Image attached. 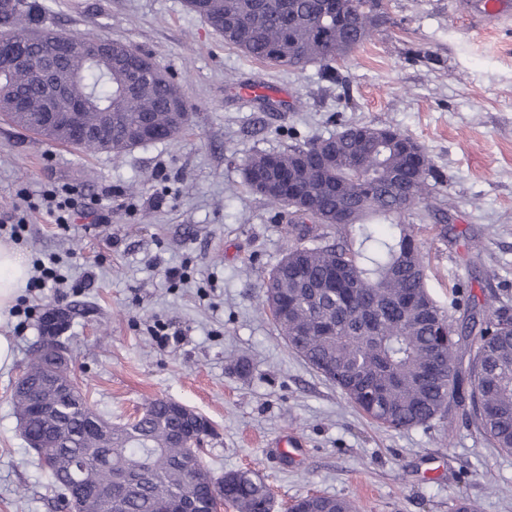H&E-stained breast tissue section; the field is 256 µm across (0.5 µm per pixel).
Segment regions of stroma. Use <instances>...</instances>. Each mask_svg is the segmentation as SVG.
I'll use <instances>...</instances> for the list:
<instances>
[{
    "label": "stroma",
    "mask_w": 512,
    "mask_h": 512,
    "mask_svg": "<svg viewBox=\"0 0 512 512\" xmlns=\"http://www.w3.org/2000/svg\"><path fill=\"white\" fill-rule=\"evenodd\" d=\"M44 26L133 45L175 77L190 121L177 138L120 157L85 156L0 120V219L48 187L112 192L105 226H60L28 211L22 248L56 258L72 283L22 291L39 312L68 307L67 332L88 402L115 425L170 398L216 433L202 460L214 478L250 470L273 512L307 494L356 512H512V454L492 448L455 409L404 431L355 411L340 390L292 353L262 311V285L294 239L288 214L244 184V160L344 126H392L442 174L425 220L427 286L451 319L456 284L512 303V17L478 20L466 0H383L389 21L344 61L337 78L255 61L226 45L184 0H41ZM284 90L268 102L238 87ZM448 234L436 236L440 214ZM176 268L180 279L166 277ZM90 285L81 286L86 273ZM164 323L181 333L160 344ZM9 327L16 356L0 369V512H57L58 494L28 451L13 386L40 342L35 321ZM249 364L239 375L237 360Z\"/></svg>",
    "instance_id": "1"
}]
</instances>
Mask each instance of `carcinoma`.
<instances>
[{
	"label": "carcinoma",
	"instance_id": "carcinoma-1",
	"mask_svg": "<svg viewBox=\"0 0 512 512\" xmlns=\"http://www.w3.org/2000/svg\"><path fill=\"white\" fill-rule=\"evenodd\" d=\"M224 42L248 57L288 69L327 67L346 59L386 22L382 0H186ZM43 6L22 0L19 13H0V38L28 46L46 33ZM126 59H147L154 74L131 81L125 64L108 68L88 59L89 48L61 62L59 70L79 76L76 93L87 98L83 122L89 129L112 123L106 143L84 144L48 134L38 123L46 98L25 75L0 65V84L28 105L27 116L0 104V114L45 140L94 153L119 156L138 146L179 136L189 106L178 85L152 57L128 44ZM133 82L130 94L122 87ZM338 152L328 162L314 158L317 140L280 151L258 152L243 163L250 191L264 178L282 174L299 184L306 212L292 209L288 187L265 196L288 209L297 244L263 284L265 308L288 348L338 388L350 405L394 431L425 426L452 406L468 405L466 416L492 447L512 453V305L489 299L480 311L468 286L460 284L452 307L456 325L426 286L423 243L404 223L437 179L426 151L403 150L410 137L393 127L352 125L330 136ZM346 218L356 237L312 239L302 219ZM469 346L468 361L459 350ZM21 379L43 411L28 418L22 435L40 443L41 467L75 512H156L162 498L190 501L191 512H207L212 488L222 485L224 505L235 512H272L271 493L255 473L230 471L214 479L195 448L181 436L188 421L172 400L155 398L132 423L112 427L88 403L65 365L37 351ZM116 477L126 486L107 498L99 491ZM289 512H354L339 497L307 495Z\"/></svg>",
	"mask_w": 512,
	"mask_h": 512
}]
</instances>
